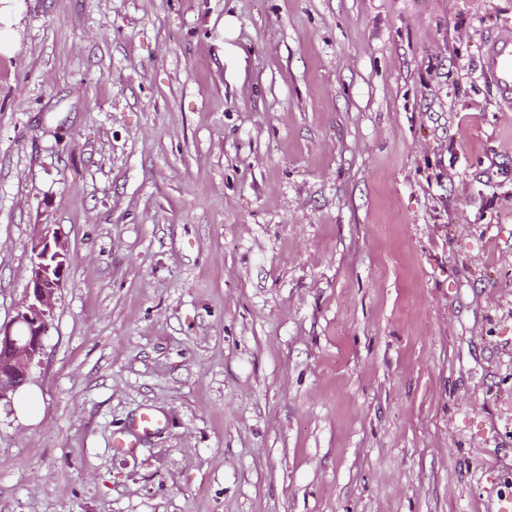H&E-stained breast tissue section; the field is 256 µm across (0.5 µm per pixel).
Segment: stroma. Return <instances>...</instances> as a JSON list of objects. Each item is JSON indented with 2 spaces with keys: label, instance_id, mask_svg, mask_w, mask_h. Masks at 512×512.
<instances>
[{
  "label": "stroma",
  "instance_id": "1",
  "mask_svg": "<svg viewBox=\"0 0 512 512\" xmlns=\"http://www.w3.org/2000/svg\"><path fill=\"white\" fill-rule=\"evenodd\" d=\"M0 324L65 236L0 512L512 499V0H12ZM165 420L134 455L112 437ZM479 69L495 89L500 104L512 112V28L501 25L488 32ZM17 413L28 421H36L42 416L43 405L36 389L28 386L17 396Z\"/></svg>",
  "mask_w": 512,
  "mask_h": 512
}]
</instances>
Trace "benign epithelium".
<instances>
[{"label":"benign epithelium","instance_id":"obj_1","mask_svg":"<svg viewBox=\"0 0 512 512\" xmlns=\"http://www.w3.org/2000/svg\"><path fill=\"white\" fill-rule=\"evenodd\" d=\"M71 267L67 241L58 231L40 235L33 247L31 276L12 320L0 325V402L26 385L41 364L43 340L53 316V300Z\"/></svg>","mask_w":512,"mask_h":512}]
</instances>
